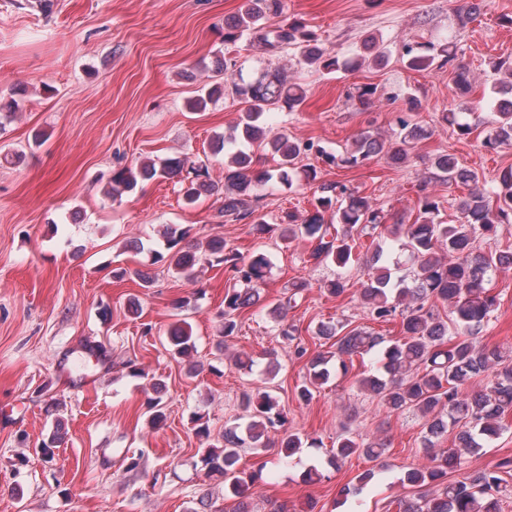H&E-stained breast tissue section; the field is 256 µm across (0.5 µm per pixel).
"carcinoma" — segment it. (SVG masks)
Masks as SVG:
<instances>
[{"label": "carcinoma", "instance_id": "carcinoma-1", "mask_svg": "<svg viewBox=\"0 0 512 512\" xmlns=\"http://www.w3.org/2000/svg\"><path fill=\"white\" fill-rule=\"evenodd\" d=\"M282 0H245L240 12L224 25V43L232 44L245 33L259 35L264 50L276 52L286 47L299 50L300 62L329 73L338 69L354 71L363 58L356 54L339 59L324 51L307 25L293 19L279 26L269 36L261 33V22L281 12ZM408 67L424 71L434 56L422 47L405 49ZM215 70L224 74V83L213 84L190 104L198 111L229 91L247 104L239 122L227 135L215 141L214 154L228 157L224 179L214 180L209 165L189 157L147 158L136 167L113 171L112 200L139 184L158 179L178 178L185 201L192 204L201 196L223 200L220 213L232 221L250 220L258 235L276 233L283 241L307 239L314 243L310 258L316 263L332 262L347 270L359 264L358 242L354 232L372 238V251L364 267L366 278L360 282L357 298L372 320L387 323L400 318V337L395 341L378 336L364 327H354L339 335L337 327L322 323L316 336L319 350L298 344L294 354L306 359L308 377L295 388L296 400L304 405L314 398L316 389L328 382L331 371L344 374L353 366V358L371 355L372 371L356 380L359 389L377 398L390 414L412 411L423 420L422 447L430 453L431 465L414 467L405 473V481L418 489L411 501H398L399 512H503L508 498V478L512 477V458L500 459L493 468L479 471L461 480H448V472L460 467L463 457L475 455L498 439L505 430L503 419L512 412V351L486 348L476 335L489 323L497 309L496 297L489 293L492 275L512 270V248L487 254L476 252L478 236L496 234L498 225L512 220V166L501 170L492 184L478 172L463 167L450 154L431 159L436 178L443 183L462 184L468 194L457 203V223L438 221L441 200L425 193L419 198L418 211L409 224L387 225L381 211L370 197L344 184L319 186L314 211L304 217L295 212L282 213L273 224L260 213L263 190L272 182L292 184L296 175L308 185L318 179V170L310 166L296 171L295 160L311 151L314 143L294 141L274 128L273 111H295L303 102L301 87L288 80L281 70H266L250 76L231 72L226 61H215ZM453 82L460 94L472 89L469 70L453 67ZM494 127L488 131L483 146L492 149L512 145V105L497 102ZM429 135V129L400 120L395 138L384 141L369 133L355 139L344 163L356 166L376 155L399 165L409 158L411 144ZM258 143L277 157L276 167L257 165L249 145ZM187 232L174 224H165L160 236L170 253L168 267L188 280L198 279L199 269L224 265L232 278L249 285L224 293L221 336L228 338L238 329L237 317L259 302L258 287L266 277L270 262L263 254L249 258L226 249L224 239L180 246ZM352 287L343 275L327 282L323 290L339 297ZM307 288L304 281L292 282L288 295L272 303L270 314L279 326V335L295 339L297 328L288 324V310L297 306ZM448 306L450 321L435 311L436 303ZM168 336L173 352L183 359L195 351L190 324L181 318L173 323ZM491 376L482 389L465 392L472 380ZM165 385L154 383V396L146 407L152 426L167 420V404L162 392ZM249 419L224 428L222 441L211 442L209 420L200 413L192 416L195 436L206 443L201 462L208 472L224 477V496L236 501L234 512H250L251 487L262 480V470L240 467L241 451L258 447L270 433H282L278 440L280 461L289 462L300 449L316 447L315 442L288 432V414L268 391L243 395ZM455 432L452 448L439 447L440 439ZM386 444L378 440L357 439L345 432L336 438L328 464L340 469L352 455L369 460L381 457Z\"/></svg>", "mask_w": 512, "mask_h": 512}]
</instances>
